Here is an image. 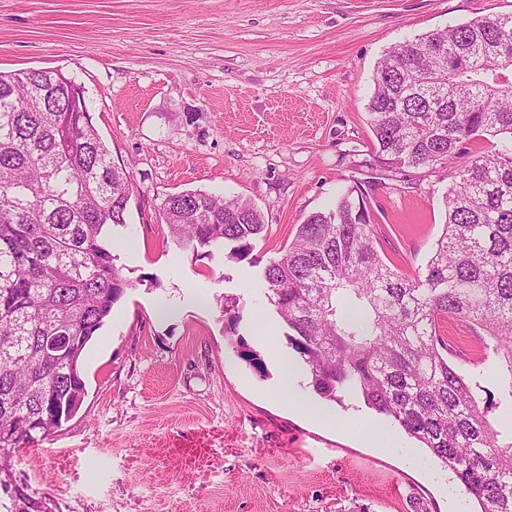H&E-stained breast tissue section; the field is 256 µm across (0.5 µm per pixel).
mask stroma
I'll return each instance as SVG.
<instances>
[{"mask_svg": "<svg viewBox=\"0 0 512 512\" xmlns=\"http://www.w3.org/2000/svg\"><path fill=\"white\" fill-rule=\"evenodd\" d=\"M512 0H0V70H58L81 84L115 165L129 168L127 224L112 252L132 281L83 355L85 396L49 438L8 449L13 477L51 512H417L468 507L449 471L406 434L379 450L380 416L362 400L325 402L326 430L273 399L282 369L263 340L285 327L265 296L262 264L299 224L364 190L382 251L401 273L424 266L443 230L442 198L476 140L449 164L391 171L375 161L366 104L391 45ZM202 190L251 200L267 231L249 258H197L172 242L168 195ZM239 299L225 335L220 296ZM449 360L477 382L493 427L512 401L490 365L474 366L478 327L445 319Z\"/></svg>", "mask_w": 512, "mask_h": 512, "instance_id": "35a3bbf8", "label": "stroma"}]
</instances>
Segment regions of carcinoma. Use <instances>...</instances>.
I'll return each mask as SVG.
<instances>
[{"instance_id": "cac0c4a2", "label": "carcinoma", "mask_w": 512, "mask_h": 512, "mask_svg": "<svg viewBox=\"0 0 512 512\" xmlns=\"http://www.w3.org/2000/svg\"><path fill=\"white\" fill-rule=\"evenodd\" d=\"M367 103L378 163L447 164L468 141L512 140V15L475 18L389 47ZM76 81L57 70L0 72V449L54 434L85 395L84 349L131 286L107 247L125 226L130 173L112 162ZM424 269L388 265L363 195L310 214L262 270L266 297L310 386L350 394L449 468L474 512H512V433L495 429L448 363L444 318L485 333L512 400V146L478 156L443 197ZM162 220L196 257L245 258L267 227L240 197L168 196ZM236 337L239 298L224 295ZM6 512H50L0 459Z\"/></svg>"}]
</instances>
